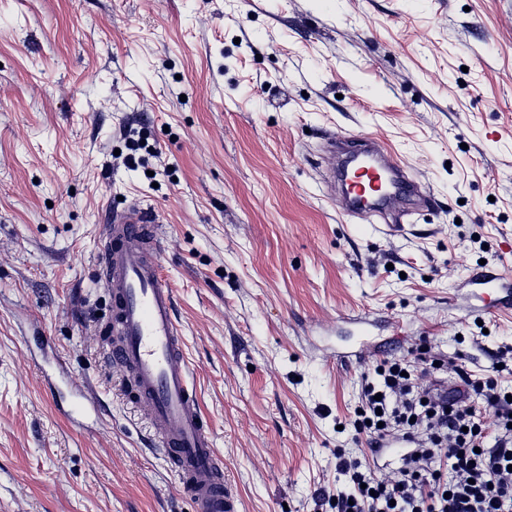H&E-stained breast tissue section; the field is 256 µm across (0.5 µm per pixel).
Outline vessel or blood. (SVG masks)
<instances>
[{
  "label": "vessel or blood",
  "mask_w": 512,
  "mask_h": 512,
  "mask_svg": "<svg viewBox=\"0 0 512 512\" xmlns=\"http://www.w3.org/2000/svg\"><path fill=\"white\" fill-rule=\"evenodd\" d=\"M353 153L356 165L344 182L346 211L383 214L390 202L385 188L401 184L403 169L375 141H359ZM102 230L94 273L111 288L106 322L120 334L111 357L132 370L137 399L197 512H237L190 379L173 291L161 274L156 216L137 201L108 207ZM471 285L485 312L512 306L511 274L481 272Z\"/></svg>",
  "instance_id": "vessel-or-blood-1"
}]
</instances>
